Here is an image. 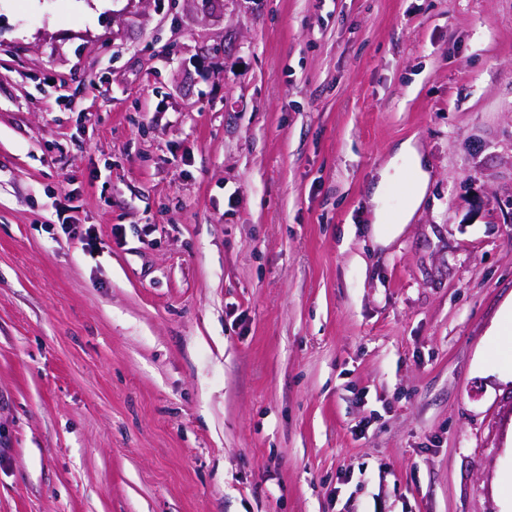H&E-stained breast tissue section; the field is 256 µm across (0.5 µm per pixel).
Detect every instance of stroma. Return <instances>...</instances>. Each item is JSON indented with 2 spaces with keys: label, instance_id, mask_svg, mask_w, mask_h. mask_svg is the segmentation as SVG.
<instances>
[{
  "label": "stroma",
  "instance_id": "35a3bbf8",
  "mask_svg": "<svg viewBox=\"0 0 512 512\" xmlns=\"http://www.w3.org/2000/svg\"><path fill=\"white\" fill-rule=\"evenodd\" d=\"M511 308L512 0H0V512H512ZM427 168V160L418 148L411 142H406L400 145L385 170L381 172V182L385 183L396 176L405 177L413 183L414 192L409 204L397 213L393 235H385L377 226L374 227V235L378 243L387 245L401 231L403 225L411 220L424 197L429 182Z\"/></svg>",
  "mask_w": 512,
  "mask_h": 512
}]
</instances>
